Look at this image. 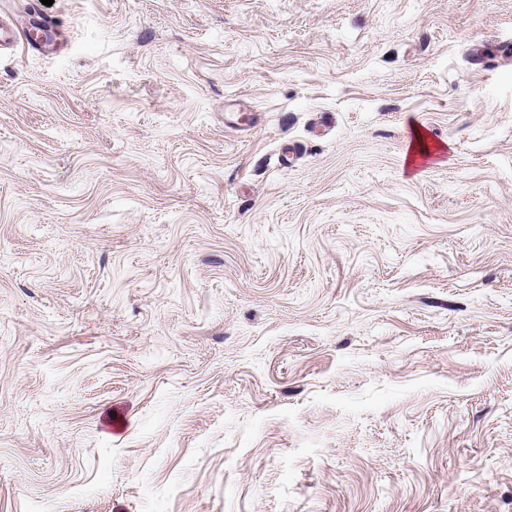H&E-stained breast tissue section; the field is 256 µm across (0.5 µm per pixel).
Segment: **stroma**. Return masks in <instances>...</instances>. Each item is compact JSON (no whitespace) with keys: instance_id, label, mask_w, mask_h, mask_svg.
<instances>
[{"instance_id":"stroma-1","label":"stroma","mask_w":512,"mask_h":512,"mask_svg":"<svg viewBox=\"0 0 512 512\" xmlns=\"http://www.w3.org/2000/svg\"><path fill=\"white\" fill-rule=\"evenodd\" d=\"M0 11V512H512V0ZM54 23L38 18L34 19L27 27H17L12 23H5L0 20V50L4 48L27 46L34 49L36 46L43 47L42 33L49 35L54 30Z\"/></svg>"}]
</instances>
